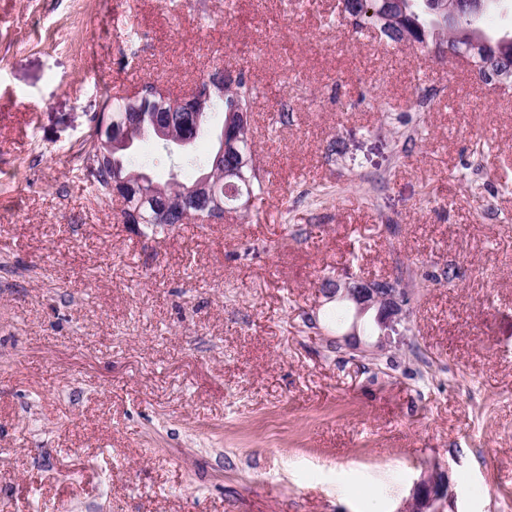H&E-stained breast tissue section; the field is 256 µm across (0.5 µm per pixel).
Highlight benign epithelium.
I'll list each match as a JSON object with an SVG mask.
<instances>
[{"mask_svg":"<svg viewBox=\"0 0 512 512\" xmlns=\"http://www.w3.org/2000/svg\"><path fill=\"white\" fill-rule=\"evenodd\" d=\"M485 7L483 0H448V26L454 27L463 15H468L469 25L466 26L467 39L448 47H435L433 52L441 57L451 56L465 59L472 67L475 75L485 84H492L512 76V57L503 54L493 56L485 50V40L478 25V19ZM238 72L233 69L217 68L210 72L190 93L179 99L163 100L169 104L170 111L178 114L179 125L190 130L193 136L175 139L171 135L172 123H159L155 120L149 125L150 135L165 143L169 152L181 154L192 148L195 137L200 135L202 128L197 113L206 112L214 96L220 94L224 83H233ZM101 131L107 133L100 143L109 148L102 163L114 167L112 176L113 196L119 197L132 190L140 193L143 200L166 216L167 201L163 186L155 181L149 173H136L126 178L121 177L119 168L115 167L114 154L117 152L133 153L137 150L134 138L121 131L112 129L110 123L104 121ZM211 137L214 142L212 151V167L227 177L239 173L237 165L227 162L234 144L232 136L224 127L216 128ZM204 214L210 215L209 222L220 221L224 214L222 197L217 194L211 182V173L202 172L195 182L185 188L184 203L179 222L193 215L197 218ZM320 294L324 302L347 301L353 305L354 319L343 335L336 337V343L346 349L363 355L379 356L398 342L403 335L402 328L408 327L411 305L407 300V290L396 277L369 279L360 276L347 278H326L321 282ZM374 313L375 325L378 329L377 340L372 344L363 342L360 336V322L367 313ZM454 502V493L450 489L447 471L434 465L425 470L414 482L411 494L405 506L399 512H447Z\"/></svg>","mask_w":512,"mask_h":512,"instance_id":"7a95c632","label":"benign epithelium"}]
</instances>
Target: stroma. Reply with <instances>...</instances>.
Here are the masks:
<instances>
[{
    "instance_id": "obj_1",
    "label": "stroma",
    "mask_w": 512,
    "mask_h": 512,
    "mask_svg": "<svg viewBox=\"0 0 512 512\" xmlns=\"http://www.w3.org/2000/svg\"><path fill=\"white\" fill-rule=\"evenodd\" d=\"M336 5L0 0V512H400L435 464L512 512V87ZM224 65L283 80L270 194L123 224L69 160L98 85ZM405 269L396 368L331 349L322 279Z\"/></svg>"
}]
</instances>
